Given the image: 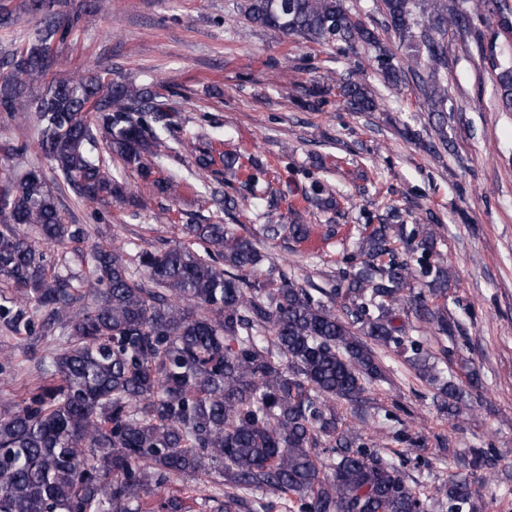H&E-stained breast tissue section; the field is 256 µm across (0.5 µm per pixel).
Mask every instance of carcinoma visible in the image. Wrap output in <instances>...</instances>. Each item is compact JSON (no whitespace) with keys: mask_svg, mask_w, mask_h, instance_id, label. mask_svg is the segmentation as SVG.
Masks as SVG:
<instances>
[{"mask_svg":"<svg viewBox=\"0 0 512 512\" xmlns=\"http://www.w3.org/2000/svg\"><path fill=\"white\" fill-rule=\"evenodd\" d=\"M54 0H29L28 11L49 20L0 59V112H34L37 149L83 200L123 195L106 156H117L159 194L178 185L155 176L147 157L170 150L173 108L164 85L136 84L91 72L77 80L50 76L58 47L80 16H53ZM384 29L408 62L397 59L379 31L346 0H244L241 15L254 27L318 45L372 50L386 88L410 75L433 129L448 148V33L471 36V15L489 11L512 32L508 0H380ZM489 60L499 107L512 112V64ZM47 83L31 95L33 85ZM336 98L352 112H374L378 94L358 68L336 75ZM198 170L229 174L250 194L224 195V207L251 206L265 171L253 158L224 151L199 135L182 142ZM0 189V332L39 334L48 343L39 386L19 402L0 403V512H187L185 499L162 495L176 476L212 485L213 512H269V498L300 512H424L425 493L409 485L392 457L370 452L351 428L339 429L337 404L362 399L382 371L366 340L396 348L406 330L396 324L402 294L417 280L403 255L435 252L439 225L380 224L362 237L363 268L339 293L346 320L324 301L282 276H257L260 245L281 237L306 241L314 227L301 221L310 208L339 206L317 186L302 194L293 224H260L239 234L222 224H189L198 248L176 244L144 250L131 241L92 245L77 257L93 285L81 303L70 268L56 269L51 248L86 238L82 224L65 222L59 184L40 164ZM452 275L440 261L427 292L413 296L417 315L451 332L439 299ZM419 376L440 383L446 400L461 401L450 381L418 348ZM333 443L336 457L320 460L317 445ZM474 509L470 476L432 491Z\"/></svg>","mask_w":512,"mask_h":512,"instance_id":"1","label":"carcinoma"}]
</instances>
